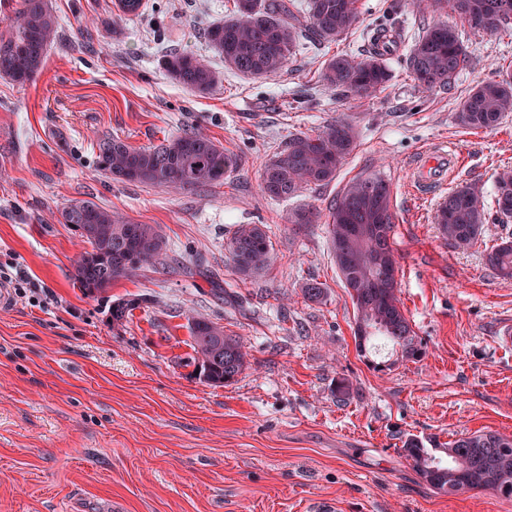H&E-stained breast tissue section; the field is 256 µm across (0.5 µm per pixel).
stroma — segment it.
Listing matches in <instances>:
<instances>
[{
	"mask_svg": "<svg viewBox=\"0 0 512 512\" xmlns=\"http://www.w3.org/2000/svg\"><path fill=\"white\" fill-rule=\"evenodd\" d=\"M393 1L398 19L423 13L418 0H359L355 29L301 39L286 69L250 78L205 39L234 0H142L135 17L116 0H48L59 28L41 72L23 85L0 78V265L36 285L0 311V512H96L108 497L125 512H303L319 498L339 512H512L490 491H432L402 451L410 436L512 437V351L496 339L512 323V280L486 262L505 230L489 223L474 246L452 247L435 220L440 196L414 199L406 174L420 149L452 145L465 160L452 185L494 207L496 177L512 171V114L478 130L454 114L478 83L512 75V29L469 31L445 6L435 19L462 32L473 57L451 86L418 84L403 28L375 97L326 89L325 63L360 55L365 29ZM176 52L216 72L209 93L167 75ZM338 118L357 138L335 180L297 202L265 196L260 174L275 149ZM193 129L236 158L222 183L175 192L97 168L100 137L138 148ZM369 174L390 185L398 296L425 349L415 361L390 355L383 370L357 352L326 224L287 221L300 202L328 213L346 183ZM76 200L157 227L167 267L85 294L70 277L84 244L61 221ZM242 224L265 225L276 253L248 278L226 250ZM309 281L323 284L322 301L304 297ZM134 295L140 306L114 325L112 300ZM191 314L239 337L249 365L234 381L199 380Z\"/></svg>",
	"mask_w": 512,
	"mask_h": 512,
	"instance_id": "stroma-1",
	"label": "stroma"
}]
</instances>
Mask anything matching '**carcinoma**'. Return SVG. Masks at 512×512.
<instances>
[{"mask_svg": "<svg viewBox=\"0 0 512 512\" xmlns=\"http://www.w3.org/2000/svg\"><path fill=\"white\" fill-rule=\"evenodd\" d=\"M454 9L474 32L495 34L512 24V0H452ZM482 18L486 26L477 23ZM359 20L357 0H237L235 15L212 25L206 39L224 62L238 73L254 78L270 76L288 64L302 37L331 41ZM58 22L48 0H22L12 24L0 34V77L24 84L43 67L48 45L56 38ZM388 30L376 28L368 39L365 57L339 55L328 60L320 78L326 88L342 90L361 99L372 96L390 79L387 56L392 41ZM470 56L462 34L451 26L435 23L422 27L406 58L418 83L427 88L447 87L469 66ZM163 69L183 88L198 94L209 92L216 74L190 53H173ZM512 112V80H488L472 90L455 113L465 129H488ZM356 130L346 121L328 124L314 133H298L272 154L261 174V190L271 199L293 198L314 185L336 179L355 147ZM99 171L117 182H137L162 188L190 189L224 179L235 160L224 154L208 135L183 131L152 147L135 148L118 137L105 136L96 143ZM380 176H360L348 183L331 205L327 220L332 252H342L338 271L356 312L354 339L361 355L386 341L401 358L416 360L424 351L397 295V283L380 288L370 267L378 257L397 266L390 244L392 213L390 195L380 196ZM496 215H491L483 196L465 185L448 192L439 205L436 222L448 242L469 247L483 227L512 218V174L502 173L495 186ZM63 223L80 232L88 248L73 262L71 278L86 292H107L121 279H131L145 267L166 264L167 243L150 224H135L101 208L90 200L75 201L61 211ZM321 213L304 206L288 215L290 224H315ZM229 258L244 277L262 272L272 260V245L258 224H242L227 243ZM488 265L502 279L512 280V237L500 238L487 254ZM139 299L112 304V322H123ZM193 338L198 376L211 385L227 384L245 367L247 353L239 339L224 334L216 323L198 316L187 317ZM405 457L431 489L454 495L463 490L493 491L512 498V437L479 431L461 437L448 447L409 437Z\"/></svg>", "mask_w": 512, "mask_h": 512, "instance_id": "carcinoma-1", "label": "carcinoma"}]
</instances>
